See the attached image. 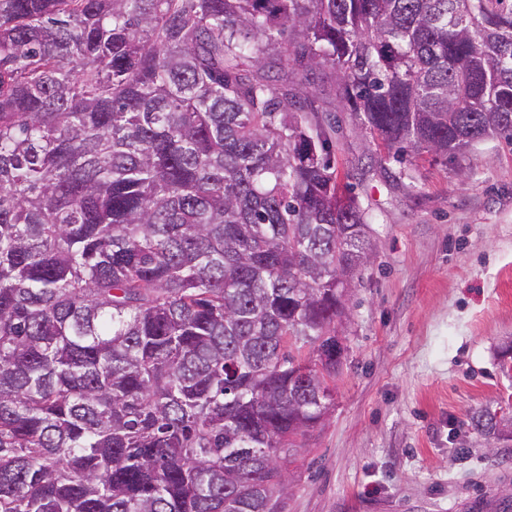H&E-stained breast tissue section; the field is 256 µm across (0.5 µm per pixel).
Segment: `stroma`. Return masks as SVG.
I'll return each mask as SVG.
<instances>
[{"label":"stroma","mask_w":512,"mask_h":512,"mask_svg":"<svg viewBox=\"0 0 512 512\" xmlns=\"http://www.w3.org/2000/svg\"><path fill=\"white\" fill-rule=\"evenodd\" d=\"M308 81L335 119L339 191L369 213L374 257L337 327L335 405L304 441L286 512H512V428H468L512 405V144L402 165ZM469 426L476 434L494 436L498 427L497 415L487 409L475 412L469 419Z\"/></svg>","instance_id":"stroma-1"}]
</instances>
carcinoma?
Listing matches in <instances>:
<instances>
[{
    "mask_svg": "<svg viewBox=\"0 0 512 512\" xmlns=\"http://www.w3.org/2000/svg\"><path fill=\"white\" fill-rule=\"evenodd\" d=\"M317 71L399 163L512 143V0H0V512H284L373 252Z\"/></svg>",
    "mask_w": 512,
    "mask_h": 512,
    "instance_id": "obj_1",
    "label": "carcinoma"
}]
</instances>
